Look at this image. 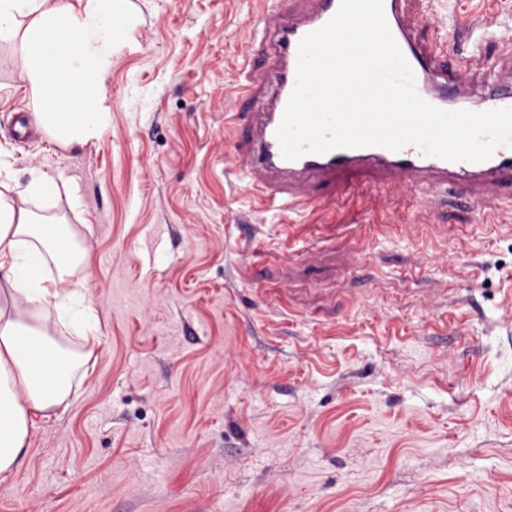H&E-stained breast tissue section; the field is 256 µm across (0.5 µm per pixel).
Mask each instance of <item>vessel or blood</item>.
Masks as SVG:
<instances>
[{
  "label": "vessel or blood",
  "mask_w": 512,
  "mask_h": 512,
  "mask_svg": "<svg viewBox=\"0 0 512 512\" xmlns=\"http://www.w3.org/2000/svg\"><path fill=\"white\" fill-rule=\"evenodd\" d=\"M422 0H383L386 21L415 74L421 98L438 108L484 112L512 108V80L477 85L468 59L447 63L440 36L418 38L416 12ZM340 0H276L263 18V34L242 50L247 61L240 88L253 110L246 127L224 120L230 154L225 171L243 177L261 204L292 212L331 206L345 188L362 183L384 199L412 187L429 193L465 187L477 210L499 201L512 179V147L499 146L482 162L448 161L408 144L392 151L379 146L343 148L325 154L285 158L276 131L296 83L298 45L323 27Z\"/></svg>",
  "instance_id": "1"
}]
</instances>
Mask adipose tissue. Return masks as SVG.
I'll use <instances>...</instances> for the list:
<instances>
[{
	"instance_id": "adipose-tissue-1",
	"label": "adipose tissue",
	"mask_w": 512,
	"mask_h": 512,
	"mask_svg": "<svg viewBox=\"0 0 512 512\" xmlns=\"http://www.w3.org/2000/svg\"><path fill=\"white\" fill-rule=\"evenodd\" d=\"M122 20L121 0H0V36L14 38L27 107L57 143L97 139L107 127L108 113L86 102L105 92ZM57 189L47 179L0 201V485L15 472L35 417L67 400L69 368L91 357L35 337L29 319L51 307L84 336L96 333L86 282L45 272L72 255L74 235L35 223L26 205Z\"/></svg>"
}]
</instances>
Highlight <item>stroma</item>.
<instances>
[{
  "instance_id": "35a3bbf8",
  "label": "stroma",
  "mask_w": 512,
  "mask_h": 512,
  "mask_svg": "<svg viewBox=\"0 0 512 512\" xmlns=\"http://www.w3.org/2000/svg\"><path fill=\"white\" fill-rule=\"evenodd\" d=\"M265 0H124L103 137L28 146L0 41V195L74 228L99 344L0 512H512V198L264 208L224 174ZM448 57L512 66V0H424Z\"/></svg>"
}]
</instances>
